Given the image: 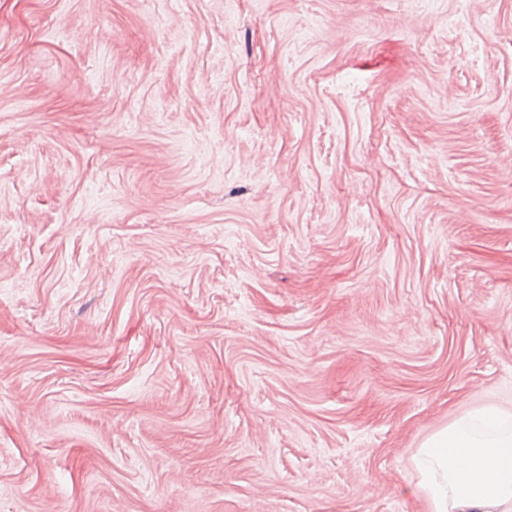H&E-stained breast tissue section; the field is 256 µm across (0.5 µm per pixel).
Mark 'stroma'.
I'll return each instance as SVG.
<instances>
[{"mask_svg": "<svg viewBox=\"0 0 512 512\" xmlns=\"http://www.w3.org/2000/svg\"><path fill=\"white\" fill-rule=\"evenodd\" d=\"M512 426V0H0V512H431ZM500 420L483 409L433 435L415 462L432 512L512 511V430L478 433L473 421L495 428Z\"/></svg>", "mask_w": 512, "mask_h": 512, "instance_id": "1", "label": "stroma"}]
</instances>
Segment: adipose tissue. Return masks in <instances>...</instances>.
<instances>
[{
  "instance_id": "obj_1",
  "label": "adipose tissue",
  "mask_w": 512,
  "mask_h": 512,
  "mask_svg": "<svg viewBox=\"0 0 512 512\" xmlns=\"http://www.w3.org/2000/svg\"><path fill=\"white\" fill-rule=\"evenodd\" d=\"M483 409L433 435L415 458L432 512H512V430Z\"/></svg>"
}]
</instances>
